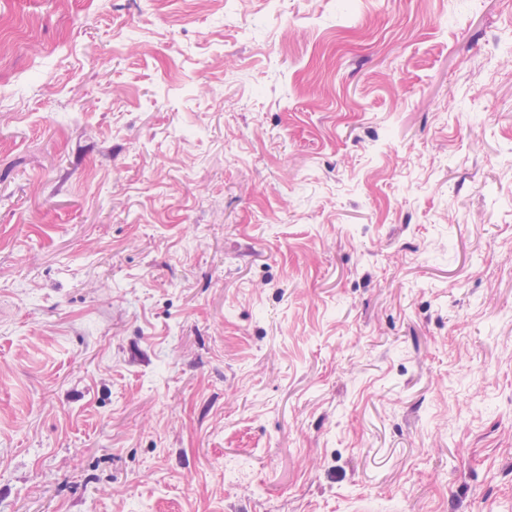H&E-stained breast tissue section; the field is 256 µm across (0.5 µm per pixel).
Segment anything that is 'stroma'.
<instances>
[{
	"label": "stroma",
	"instance_id": "obj_1",
	"mask_svg": "<svg viewBox=\"0 0 512 512\" xmlns=\"http://www.w3.org/2000/svg\"><path fill=\"white\" fill-rule=\"evenodd\" d=\"M0 512H512V0H0Z\"/></svg>",
	"mask_w": 512,
	"mask_h": 512
}]
</instances>
